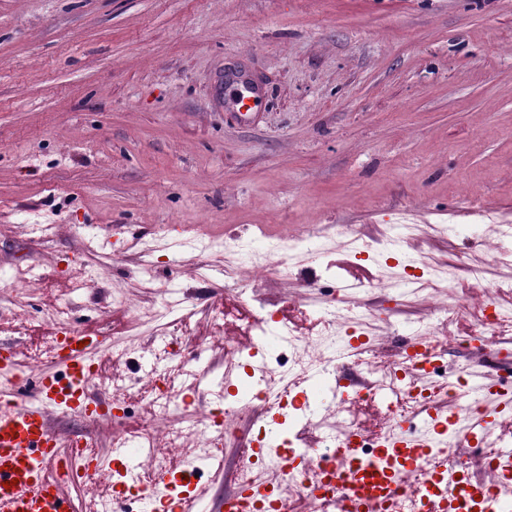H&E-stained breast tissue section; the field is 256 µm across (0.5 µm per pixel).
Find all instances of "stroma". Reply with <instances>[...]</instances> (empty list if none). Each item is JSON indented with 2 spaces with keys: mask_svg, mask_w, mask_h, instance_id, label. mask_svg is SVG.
<instances>
[{
  "mask_svg": "<svg viewBox=\"0 0 512 512\" xmlns=\"http://www.w3.org/2000/svg\"><path fill=\"white\" fill-rule=\"evenodd\" d=\"M511 221L512 0H0V255L43 283L20 317L0 308V337L44 339L62 304L89 329L107 314L104 376L146 380L166 367L128 329L220 303L221 334L303 335L329 302L389 360L442 318L405 266L486 267L512 308ZM247 258L292 274L225 297ZM148 279L137 320L121 296Z\"/></svg>",
  "mask_w": 512,
  "mask_h": 512,
  "instance_id": "1",
  "label": "stroma"
}]
</instances>
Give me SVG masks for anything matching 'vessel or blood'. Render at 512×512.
<instances>
[{"mask_svg":"<svg viewBox=\"0 0 512 512\" xmlns=\"http://www.w3.org/2000/svg\"><path fill=\"white\" fill-rule=\"evenodd\" d=\"M56 341L58 368L36 374L30 394L18 384L17 342L0 341V383L10 389L9 395L0 398V512H78L65 480L73 472L65 451L76 447L77 442L54 428L50 414L57 410L93 418L112 412V397L101 384V363L93 355L102 344L100 337L88 329H70L57 333ZM511 354L512 336L502 332L490 342L473 337L470 345V356L479 368L470 373L468 390L477 396L497 394L503 411L512 408V371L500 376L492 388L484 382L481 370L498 367L499 356ZM326 391L343 399L341 376L331 373L311 378L309 392L296 396L291 406L311 410ZM484 423L481 417L471 419L462 433L455 419L435 412L404 428L397 439L378 444L369 454L351 447L349 438H342L344 464L330 465L320 459L314 466L316 483L327 481L336 488L335 495L324 497V512H377L381 505L391 510L400 475L415 467L422 469L425 477L411 485L410 495L424 499L427 512H451L459 468L449 463L446 449L462 440H478ZM251 451L259 459L275 460L291 469L308 461L305 454L289 451L266 437L256 439ZM495 455L505 464L499 481L509 493L490 495L473 486V512H512V442L497 448ZM139 458L138 448L114 449L112 480L99 487L100 492L108 493L112 512H124L123 489L135 477ZM213 459V454L206 453L185 467L171 464L158 477L164 495L144 499L142 512H198L207 506L211 486L201 481L200 475L211 470ZM267 490L265 483L252 484L241 495L225 498L224 512H239L242 501L260 499Z\"/></svg>","mask_w":512,"mask_h":512,"instance_id":"obj_1","label":"vessel or blood"}]
</instances>
